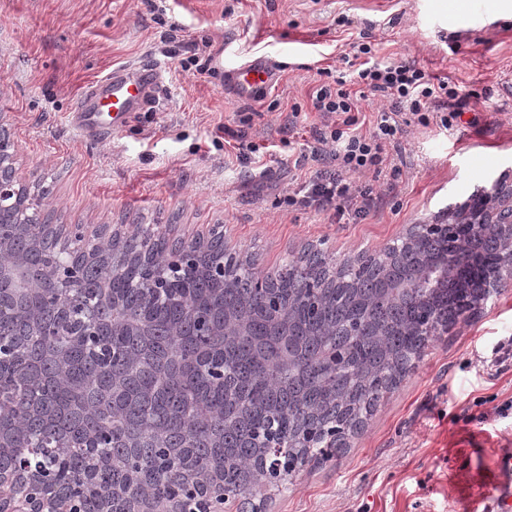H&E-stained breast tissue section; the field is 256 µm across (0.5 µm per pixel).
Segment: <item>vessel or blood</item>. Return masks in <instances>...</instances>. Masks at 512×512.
<instances>
[{"label": "vessel or blood", "mask_w": 512, "mask_h": 512, "mask_svg": "<svg viewBox=\"0 0 512 512\" xmlns=\"http://www.w3.org/2000/svg\"><path fill=\"white\" fill-rule=\"evenodd\" d=\"M228 77L235 89L249 97L259 90L274 86L278 71L269 61L255 60L230 69ZM159 70L153 66L130 65L113 69L105 78L91 82L81 95L82 108L76 125L83 131L100 126L103 113H110L113 127H120L126 116L144 107L160 83ZM500 476L491 494L478 497L483 512H512V454L499 461Z\"/></svg>", "instance_id": "obj_1"}]
</instances>
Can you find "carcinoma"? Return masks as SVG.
<instances>
[{"label":"carcinoma","instance_id":"obj_1","mask_svg":"<svg viewBox=\"0 0 512 512\" xmlns=\"http://www.w3.org/2000/svg\"><path fill=\"white\" fill-rule=\"evenodd\" d=\"M418 264V254L402 248L361 267L346 260L335 265L311 248L261 277L247 255L225 269L221 288L208 276L181 285L189 293L185 305L148 299L136 287L142 280L137 266L85 269L70 297L74 316H83L108 280L124 313L146 320L149 334L100 337L112 352V368L96 374L76 337L27 336L19 317L0 325L6 340H14L8 347L13 363L0 364V400L29 395L26 374L49 394L31 421L35 432L20 435L14 448L0 447V464L10 465L30 440L48 449L66 438L75 447L46 459L44 478L79 484L96 458L109 456L117 464L112 474H98L85 512H98L97 490L110 476L156 487L169 470L187 479L212 469L224 483V500L249 505L285 487L303 465L327 461L346 447L347 436L402 383L432 337L470 311L472 285L490 260L476 238L447 282L395 287L412 279ZM222 310L245 324L243 334L213 331ZM57 347L72 358L66 392L51 387ZM109 374L123 395L112 433L164 428L167 466L157 465L150 447L87 445L86 436L100 433L104 420L88 417L73 402L95 399L111 407L104 389ZM192 421L199 422L195 430L188 427ZM311 429L318 439L298 446Z\"/></svg>","mask_w":512,"mask_h":512}]
</instances>
